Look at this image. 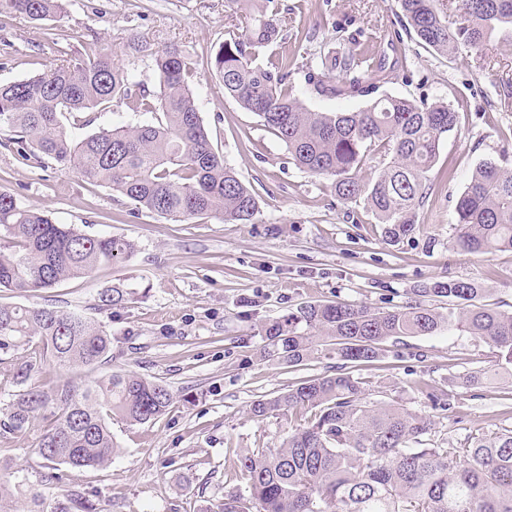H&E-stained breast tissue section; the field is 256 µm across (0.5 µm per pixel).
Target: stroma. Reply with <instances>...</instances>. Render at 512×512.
I'll return each instance as SVG.
<instances>
[{
    "instance_id": "1",
    "label": "stroma",
    "mask_w": 512,
    "mask_h": 512,
    "mask_svg": "<svg viewBox=\"0 0 512 512\" xmlns=\"http://www.w3.org/2000/svg\"><path fill=\"white\" fill-rule=\"evenodd\" d=\"M288 22L285 48L297 59L290 81L312 110L365 106L362 98L318 95L304 69L321 54L346 49L339 26L380 28L371 41L392 78L382 95L444 103L457 124L429 173L432 184L417 209L412 238L387 243L364 201L343 202L330 182L291 160L285 144L259 118L225 96L210 60L224 40V0H66L64 13L32 22L0 14V83L46 72L63 55L101 46L145 90L155 88L150 58L127 52L131 38L152 49L177 47L197 62L190 81L206 131L224 162L256 195L259 212L247 224L211 215L173 222L136 206L119 192L83 181L54 160L23 159L13 133L0 131V186L26 207L60 224L131 240L132 256L90 276L30 295L0 290V304L84 309L111 330L108 368L133 371L169 386L175 401L157 420L112 424L121 453L103 469L63 468V481L44 485L34 419L0 441L20 485L0 512H26L31 499L52 503L69 489H96L97 512H202L210 500L243 489L232 464L237 453L279 446L305 414L256 420L250 404L298 381L334 373L333 359L288 366L260 359L265 325L309 302L364 303L388 310L444 298H421L435 282L467 280L484 303L512 312V250L471 255L455 245L456 204L476 168L512 162V37L497 31L478 48L444 56L404 32L397 0H278ZM306 40H296V32ZM133 295L101 306L102 289ZM498 366L499 378L468 388L462 377ZM369 400L395 402L433 415L436 438L466 447L469 437L512 429V364L497 349L464 332L401 336L378 360L354 368ZM446 393L439 409L429 393Z\"/></svg>"
}]
</instances>
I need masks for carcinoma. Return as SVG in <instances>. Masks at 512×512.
I'll return each instance as SVG.
<instances>
[{
    "mask_svg": "<svg viewBox=\"0 0 512 512\" xmlns=\"http://www.w3.org/2000/svg\"><path fill=\"white\" fill-rule=\"evenodd\" d=\"M65 0H0V10L32 21L54 18ZM407 30L441 55L478 48L503 27L512 29V0H455L450 20L439 0H398ZM231 23L210 61L224 93L285 143L302 170L331 180L342 201L364 198L386 241L414 234L416 210L430 185L444 135L457 122L444 103L385 95L345 112H316L288 83L296 58L271 49L285 43L286 22L274 0L247 5L225 0ZM151 56L156 92L136 90L112 50L66 57L53 69L0 84V129L15 133L23 158H50L84 180L115 190L138 209L185 222L215 214L230 224L259 213L255 194L214 149L188 78L196 60L177 48ZM342 73L334 80L335 72ZM389 77L385 60L367 49L331 51L307 83L326 97L371 95ZM115 100L152 121L101 127L74 141L63 119L104 110ZM383 158L373 177L364 170ZM457 246L469 254L512 250V169L489 161L473 173L457 206ZM0 289L25 293L89 276L100 264L125 259L135 244L58 224L44 211L23 207L0 188ZM421 296L448 299V312L417 303L380 311L367 305L314 302L264 329V359L297 365L310 356L344 364L376 360L399 336L459 330L506 353L512 363V312L476 300L484 289L463 280L434 282ZM127 289L106 288L100 302L122 304ZM36 343L28 354L18 351ZM112 332L78 310L0 304V364L10 361L17 390L0 406V438L21 432L32 419L48 421L39 437L44 480L60 483L58 467H106L120 452L109 423L152 422L173 402L169 387L132 372L111 371L79 387L61 376L49 388L31 383L50 361L68 371L108 362ZM312 412L307 424L286 433L276 448L237 456L232 468L248 495L227 492L202 512H512V430L482 434L466 448L430 439L435 421L403 405L366 400L364 382L342 370L306 379L280 395L252 402V418ZM50 512H95L90 492L71 490Z\"/></svg>",
    "mask_w": 512,
    "mask_h": 512,
    "instance_id": "1",
    "label": "carcinoma"
}]
</instances>
